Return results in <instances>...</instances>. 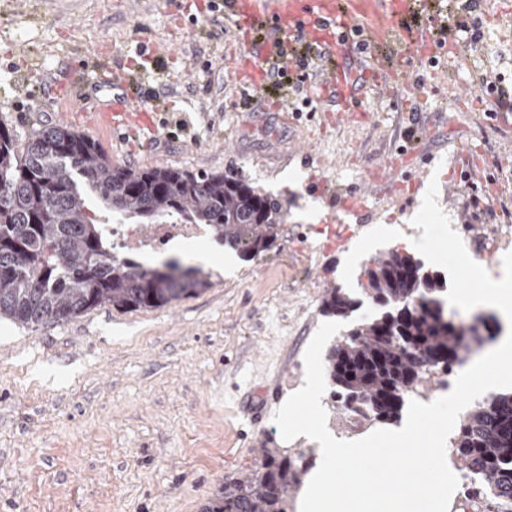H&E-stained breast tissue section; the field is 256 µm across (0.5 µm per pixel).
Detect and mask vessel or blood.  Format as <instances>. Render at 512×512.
I'll use <instances>...</instances> for the list:
<instances>
[{
  "instance_id": "1",
  "label": "vessel or blood",
  "mask_w": 512,
  "mask_h": 512,
  "mask_svg": "<svg viewBox=\"0 0 512 512\" xmlns=\"http://www.w3.org/2000/svg\"><path fill=\"white\" fill-rule=\"evenodd\" d=\"M433 0H275L266 9L262 0H224V15L234 27L250 33L247 57L235 72L239 85L256 91L269 81L271 69L286 63L293 42L311 49V58L325 71L319 98L335 102L338 111L352 112L359 61L356 41H363L376 63L367 78L373 89L407 88L415 60L435 52L433 35L440 20ZM142 79L122 66L105 67L74 101L93 123L119 129L129 124L154 129L141 101Z\"/></svg>"
}]
</instances>
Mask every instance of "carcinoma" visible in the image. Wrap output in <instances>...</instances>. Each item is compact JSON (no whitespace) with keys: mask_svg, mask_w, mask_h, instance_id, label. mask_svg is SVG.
Returning a JSON list of instances; mask_svg holds the SVG:
<instances>
[{"mask_svg":"<svg viewBox=\"0 0 512 512\" xmlns=\"http://www.w3.org/2000/svg\"><path fill=\"white\" fill-rule=\"evenodd\" d=\"M287 217V201L237 172L133 169L66 128L38 130L21 145L1 124L0 317L32 327L63 323L105 304L160 308L210 286L207 275L177 260L165 272L116 255L106 230L115 219L204 224L252 259L272 249ZM366 278L360 298L333 288L322 299L328 316L346 319L366 303L375 310L327 350L329 397L342 416L358 405L371 424H394L412 397L428 394L492 336V317L455 321L445 311L442 277L395 250L374 257ZM449 447L457 468L481 474L487 497L512 504V392L474 404ZM304 457L262 446L259 464L224 478L205 512H288L308 472Z\"/></svg>","mask_w":512,"mask_h":512,"instance_id":"cac0c4a2","label":"carcinoma"}]
</instances>
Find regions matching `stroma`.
Here are the masks:
<instances>
[{
  "label": "stroma",
  "mask_w": 512,
  "mask_h": 512,
  "mask_svg": "<svg viewBox=\"0 0 512 512\" xmlns=\"http://www.w3.org/2000/svg\"><path fill=\"white\" fill-rule=\"evenodd\" d=\"M209 0H0V123L18 140L64 126L98 143L113 163L194 173L237 169L276 198L288 219L275 247L233 272L204 266V292L156 309L105 304L64 323L25 326L0 317V512H202L226 476L251 469L268 444L297 452L273 417L304 384L305 350L326 317L328 289L359 295L372 257L419 236L412 223L429 183L466 250L485 269L512 251V112L489 113L478 87L493 67L512 85V29L491 0L479 51L414 66L399 93L366 90L359 112L335 121L322 104L272 110L275 89L242 98L233 79L246 46ZM147 45L168 94L155 120L165 141L88 126L44 104V86L77 58L97 76L94 52L136 61ZM415 130L420 166L410 188L376 185L375 218L348 219L328 243L336 197L364 189ZM483 151L472 182L459 155ZM482 206L470 207L471 196ZM359 253L351 275L343 269Z\"/></svg>",
  "instance_id": "obj_1"
}]
</instances>
